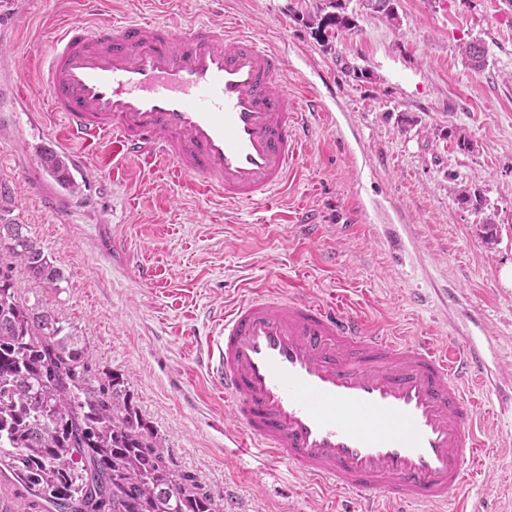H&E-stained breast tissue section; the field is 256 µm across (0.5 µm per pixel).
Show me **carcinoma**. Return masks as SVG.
I'll return each instance as SVG.
<instances>
[{
    "mask_svg": "<svg viewBox=\"0 0 512 512\" xmlns=\"http://www.w3.org/2000/svg\"><path fill=\"white\" fill-rule=\"evenodd\" d=\"M307 24L355 27L342 0H320ZM480 69L484 47H464ZM45 288L63 274L23 224L0 217V498L9 512H223L166 462L158 432L119 373L95 385L86 347L40 303L18 295L14 264Z\"/></svg>",
    "mask_w": 512,
    "mask_h": 512,
    "instance_id": "1",
    "label": "carcinoma"
}]
</instances>
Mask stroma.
<instances>
[{
  "label": "stroma",
  "mask_w": 512,
  "mask_h": 512,
  "mask_svg": "<svg viewBox=\"0 0 512 512\" xmlns=\"http://www.w3.org/2000/svg\"><path fill=\"white\" fill-rule=\"evenodd\" d=\"M104 2L88 15L77 0H28L8 49L37 106L45 96L28 64L32 42L76 19H160L174 9L189 22L229 16L260 36L285 57L289 87L322 89L327 115L275 204L204 206L166 166L132 159L111 192L62 223L31 192L49 183L40 165L18 168L62 120L45 128L19 113L17 128L0 134V181L26 207L5 217L27 225L64 274L49 289L16 269L22 299L72 327L95 376L124 374L172 468L224 512H336L288 469L235 455L234 421L207 373L221 328L214 310L250 288L297 287L316 301L344 298L375 328L411 341L450 333L443 293L455 290L501 370L495 389L475 394L492 453L470 496L476 512H512V0H393L392 19L344 0L356 26L326 45L304 20L314 0H223L217 14L208 0ZM475 40L486 50L480 70L461 53ZM458 134L469 150L457 148ZM466 188L481 193L482 211L462 201ZM308 213L322 224L311 244L295 229ZM488 221L498 227L492 245L480 231ZM116 238L123 254L112 252Z\"/></svg>",
  "instance_id": "35a3bbf8"
}]
</instances>
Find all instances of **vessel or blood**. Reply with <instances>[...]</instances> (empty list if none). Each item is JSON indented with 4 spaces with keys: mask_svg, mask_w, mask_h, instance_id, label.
<instances>
[{
    "mask_svg": "<svg viewBox=\"0 0 512 512\" xmlns=\"http://www.w3.org/2000/svg\"><path fill=\"white\" fill-rule=\"evenodd\" d=\"M52 113L49 135L58 193L45 208L68 218L100 175L86 151L164 163L190 178L201 202L271 204L320 118L321 94L292 100L285 60L258 36L228 23L185 25L133 15L87 27L69 23L35 58ZM15 59L0 55V87L30 112ZM209 365L240 440L237 453L282 465L327 496L441 512L461 497L487 453L473 384L490 385L483 349L460 334L437 344L372 330L341 305L297 291L255 290L221 314Z\"/></svg>",
    "mask_w": 512,
    "mask_h": 512,
    "instance_id": "obj_1",
    "label": "vessel or blood"
}]
</instances>
